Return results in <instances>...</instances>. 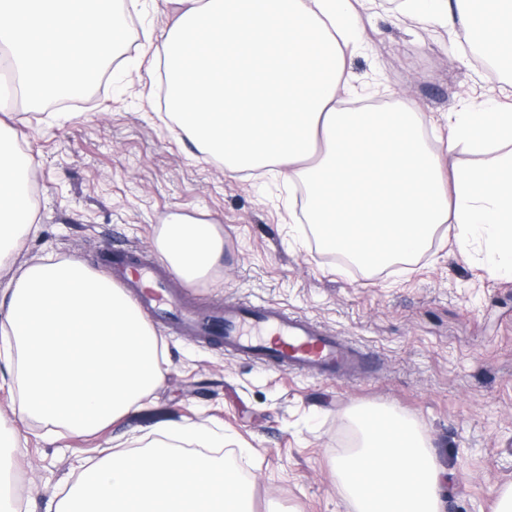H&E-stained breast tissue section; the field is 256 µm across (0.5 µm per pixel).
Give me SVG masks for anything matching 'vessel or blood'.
Returning a JSON list of instances; mask_svg holds the SVG:
<instances>
[{"mask_svg":"<svg viewBox=\"0 0 512 512\" xmlns=\"http://www.w3.org/2000/svg\"><path fill=\"white\" fill-rule=\"evenodd\" d=\"M119 278L134 289L142 310L163 314L181 334L221 342L242 359L336 379L353 376L364 368L363 354L309 320L279 308L238 300L209 315L190 314L166 303L165 280L152 275L146 263L133 265Z\"/></svg>","mask_w":512,"mask_h":512,"instance_id":"vessel-or-blood-1","label":"vessel or blood"}]
</instances>
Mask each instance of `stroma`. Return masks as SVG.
I'll use <instances>...</instances> for the list:
<instances>
[{
	"label": "stroma",
	"mask_w": 512,
	"mask_h": 512,
	"mask_svg": "<svg viewBox=\"0 0 512 512\" xmlns=\"http://www.w3.org/2000/svg\"><path fill=\"white\" fill-rule=\"evenodd\" d=\"M362 15L364 50L346 68L364 98L400 93L428 120L500 99L503 81L477 64L463 31L422 26L382 0ZM127 56L72 105L7 116L33 159L37 228L0 289L21 266L76 259L108 276L116 258L165 265L157 242L172 216L216 224L224 238L213 280L169 275L172 299L191 313L245 300L306 317L370 352L358 379L327 380L245 361L223 344L151 326L166 349L162 384L141 411L94 436L47 433L13 416L19 391L0 387V426L13 430L12 483L28 512H44L85 459L105 457L115 438L147 437L159 422L222 434L224 452L253 484V512H350L335 474L353 442L348 410L386 405L430 436L444 486V512H493L512 484V280L491 277L480 255L434 239L389 270L352 268L326 250L281 179L225 177L197 159L164 113L157 69L141 57L164 22L161 0L125 8Z\"/></svg>",
	"instance_id": "1"
}]
</instances>
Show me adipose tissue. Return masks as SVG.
<instances>
[{"label":"adipose tissue","mask_w":512,"mask_h":512,"mask_svg":"<svg viewBox=\"0 0 512 512\" xmlns=\"http://www.w3.org/2000/svg\"><path fill=\"white\" fill-rule=\"evenodd\" d=\"M172 17L143 55L165 69L168 117L199 159L227 176H281L306 191L323 246L374 271L421 255L440 227L460 252L478 246L488 272L512 279V106L454 112L426 138L419 105L350 110L346 57L362 50L360 9L378 0H164ZM420 25L476 32V63L512 65V0H402ZM461 151L476 163L449 165ZM35 169L0 123V267L37 223ZM159 247L188 282L224 253L216 225L175 217ZM0 365L20 392L19 417L51 433L91 435L137 411L162 382L164 346L123 289L84 263L31 264L0 291ZM357 440L336 460L352 512H443L431 442L390 407L354 409ZM197 446L194 454L180 444ZM223 439L160 424L146 451L79 464L48 512H251L252 484L211 456Z\"/></svg>","instance_id":"obj_1"}]
</instances>
